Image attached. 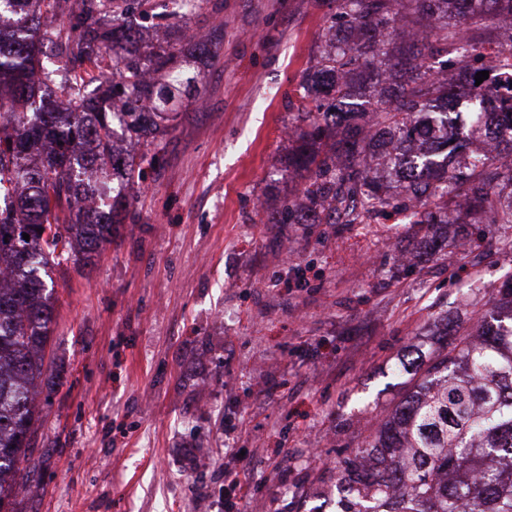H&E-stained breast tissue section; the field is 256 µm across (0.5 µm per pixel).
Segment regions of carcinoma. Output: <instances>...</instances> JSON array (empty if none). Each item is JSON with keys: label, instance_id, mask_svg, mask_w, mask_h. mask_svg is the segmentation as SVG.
Wrapping results in <instances>:
<instances>
[{"label": "carcinoma", "instance_id": "cac0c4a2", "mask_svg": "<svg viewBox=\"0 0 512 512\" xmlns=\"http://www.w3.org/2000/svg\"><path fill=\"white\" fill-rule=\"evenodd\" d=\"M23 35L0 48V512H15L31 454L45 350L55 319L45 276L62 259L92 263L129 214L143 169L118 146L168 135L183 95L220 57L222 38L168 21L148 40L112 0H70L76 33L54 26L62 0H22ZM151 0H123L148 20ZM316 61L298 76L290 154L300 198L269 224H353L409 211L413 224H456L460 204L512 224V0H336ZM112 53V78L88 90L93 60ZM488 70L451 85L448 62ZM40 72L42 81L32 77ZM122 105L99 104L96 92ZM497 119L508 152L475 142ZM418 142L386 155L383 144ZM98 200L89 210L86 198ZM29 234L24 239L23 234ZM424 359L402 361L413 385L369 440L336 463V512H512V325L477 321Z\"/></svg>", "mask_w": 512, "mask_h": 512}]
</instances>
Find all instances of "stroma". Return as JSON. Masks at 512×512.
<instances>
[{
  "mask_svg": "<svg viewBox=\"0 0 512 512\" xmlns=\"http://www.w3.org/2000/svg\"><path fill=\"white\" fill-rule=\"evenodd\" d=\"M334 0H202L220 62L173 130L135 144L134 222L95 264L49 268L57 316L16 512H332L329 470L371 437L430 355L512 285V226L458 250L405 214L271 224L300 72ZM408 253L413 263H401Z\"/></svg>",
  "mask_w": 512,
  "mask_h": 512,
  "instance_id": "1",
  "label": "stroma"
}]
</instances>
